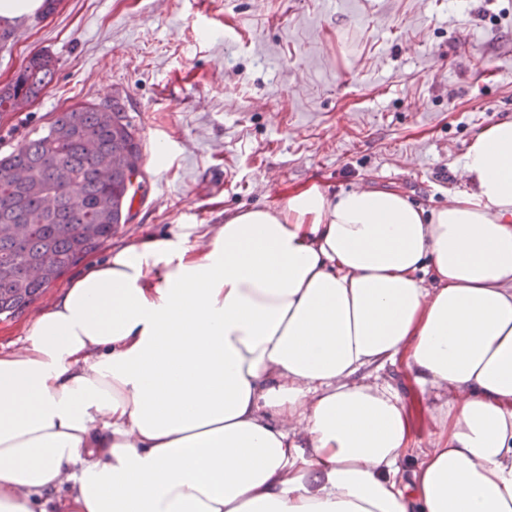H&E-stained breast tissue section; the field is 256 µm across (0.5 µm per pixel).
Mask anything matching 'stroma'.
Masks as SVG:
<instances>
[{
  "label": "stroma",
  "mask_w": 512,
  "mask_h": 512,
  "mask_svg": "<svg viewBox=\"0 0 512 512\" xmlns=\"http://www.w3.org/2000/svg\"><path fill=\"white\" fill-rule=\"evenodd\" d=\"M10 25L0 84L40 51L57 73L28 110L0 115V154L60 107L113 98L138 128L145 196L90 259L0 320L1 352L89 261L146 234L281 206L311 183L445 205L467 187L470 141L512 120V0H60ZM378 376L403 400L412 447H430L434 393L402 360Z\"/></svg>",
  "instance_id": "stroma-1"
}]
</instances>
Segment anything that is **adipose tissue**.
Masks as SVG:
<instances>
[{
	"mask_svg": "<svg viewBox=\"0 0 512 512\" xmlns=\"http://www.w3.org/2000/svg\"><path fill=\"white\" fill-rule=\"evenodd\" d=\"M468 189H294L93 262L0 352V512H512V121ZM405 357L441 396L411 463Z\"/></svg>",
	"mask_w": 512,
	"mask_h": 512,
	"instance_id": "obj_1",
	"label": "adipose tissue"
}]
</instances>
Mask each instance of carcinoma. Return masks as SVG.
<instances>
[{
	"label": "carcinoma",
	"instance_id": "obj_1",
	"mask_svg": "<svg viewBox=\"0 0 512 512\" xmlns=\"http://www.w3.org/2000/svg\"><path fill=\"white\" fill-rule=\"evenodd\" d=\"M57 60L31 56L0 86V114L24 95L38 100L50 87ZM142 159L141 139L116 100L74 104L0 156V316L32 304L70 266L97 250L127 223L135 194L133 168L99 178L103 157ZM40 274L30 276L31 267Z\"/></svg>",
	"mask_w": 512,
	"mask_h": 512
}]
</instances>
